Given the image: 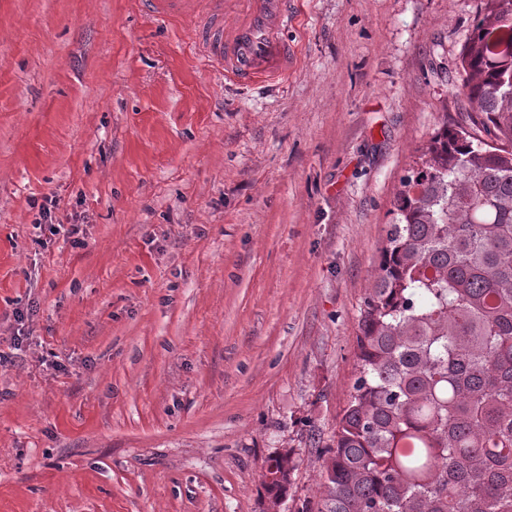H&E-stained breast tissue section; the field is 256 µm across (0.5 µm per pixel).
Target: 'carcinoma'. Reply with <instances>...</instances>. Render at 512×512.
Returning <instances> with one entry per match:
<instances>
[{"label": "carcinoma", "mask_w": 512, "mask_h": 512, "mask_svg": "<svg viewBox=\"0 0 512 512\" xmlns=\"http://www.w3.org/2000/svg\"><path fill=\"white\" fill-rule=\"evenodd\" d=\"M460 53V110L401 180L317 512H512V0ZM294 470L263 474L278 512Z\"/></svg>", "instance_id": "obj_1"}]
</instances>
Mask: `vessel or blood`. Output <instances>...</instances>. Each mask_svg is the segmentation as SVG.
<instances>
[{"label":"vessel or blood","instance_id":"1","mask_svg":"<svg viewBox=\"0 0 512 512\" xmlns=\"http://www.w3.org/2000/svg\"><path fill=\"white\" fill-rule=\"evenodd\" d=\"M246 13L202 39L206 61L225 77L258 85L287 75L292 64L291 0H246Z\"/></svg>","mask_w":512,"mask_h":512}]
</instances>
